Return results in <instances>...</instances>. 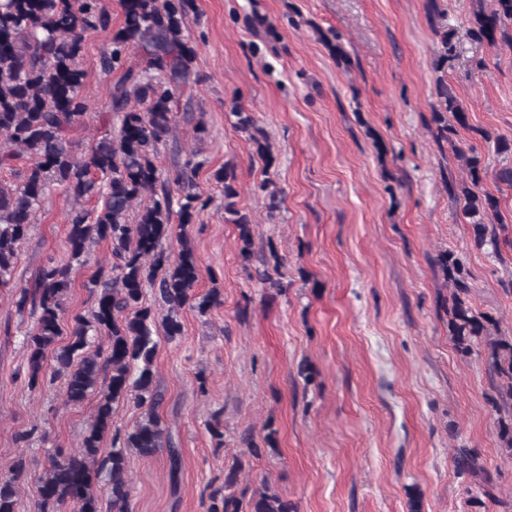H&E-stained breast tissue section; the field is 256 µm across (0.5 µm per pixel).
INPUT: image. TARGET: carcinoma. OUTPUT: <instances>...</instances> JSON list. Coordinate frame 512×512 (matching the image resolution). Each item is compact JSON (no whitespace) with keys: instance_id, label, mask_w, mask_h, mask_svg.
<instances>
[{"instance_id":"carcinoma-1","label":"carcinoma","mask_w":512,"mask_h":512,"mask_svg":"<svg viewBox=\"0 0 512 512\" xmlns=\"http://www.w3.org/2000/svg\"><path fill=\"white\" fill-rule=\"evenodd\" d=\"M494 2V9L475 16L469 28L472 40L490 45L512 40L505 29V21H512V0ZM120 5L124 20L114 29L104 0H0V168H12L23 155L33 160L17 180L0 182V288L13 277L21 246L51 183L63 187L73 202L67 236L71 258L80 259L97 241L110 242L112 254L110 276L94 281L98 292L90 317H74L63 346L57 342L65 335L62 315L72 285L71 265L48 259L34 287L16 294L18 310L28 309L36 316L26 336L30 386L62 376L67 403L80 404L94 391L98 396L80 451L51 456L39 478V512H59L66 505L73 512H100L95 480L109 485L112 512H131L125 453L132 449L149 457L163 446L153 373L158 348L152 331L155 313L143 303L145 283L153 285L155 303L167 310L163 325L170 341L182 333L177 316L185 306L204 314L221 304L217 288L201 297L195 293L201 269L189 241H183L173 258L164 247L172 231V215H177L185 238L189 224L210 202L195 182L203 163L189 158L166 175L157 166L178 119H194L192 97L186 92L198 83L197 45L186 17L195 10L196 0H120ZM88 31L108 33L100 69L106 75L119 71L121 77L106 106L116 122L79 157L70 134L86 118L80 57L83 33ZM133 48L141 54L136 69L126 66ZM437 96L438 108L432 115L437 139L453 146L456 129L445 113L463 127L468 126L467 113L448 93L446 83H439ZM229 114L235 118V128L248 135L266 167H271L269 146L254 118L235 99ZM464 160L468 181L459 187L465 199L463 214L475 227L476 246L494 245L496 238H486L483 216L498 210V200L475 191L484 172L478 154ZM214 179L224 187V221L238 226L241 254L247 257L251 220L236 206V168L226 165ZM92 199L101 201L95 212L79 207ZM438 264L452 285L448 330L459 351L467 354L472 343L490 335L488 319L472 308L463 266L454 253L440 255ZM98 335L107 337V347L91 353V338ZM486 347L499 395L512 399V337L489 339ZM49 356L52 366L47 363ZM128 398L144 415L123 437H113L112 451L103 456L101 442L112 430L114 406ZM454 463L459 475L483 471L477 456L466 448L459 450ZM242 468L237 458L225 471L224 495L211 496L209 512H293L288 500L267 487L249 498L237 495L234 487ZM24 471L19 459L12 467L13 476L0 481V512H16Z\"/></svg>"}]
</instances>
